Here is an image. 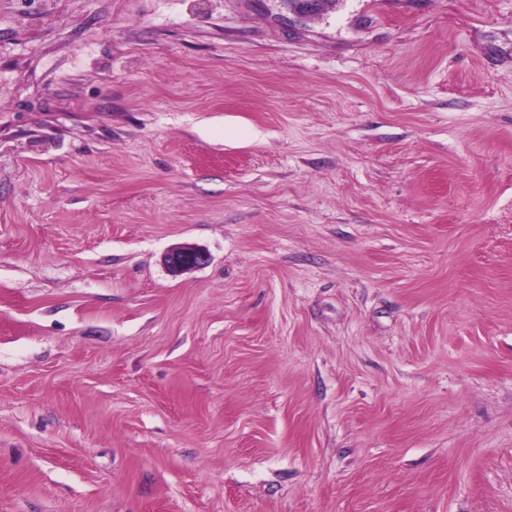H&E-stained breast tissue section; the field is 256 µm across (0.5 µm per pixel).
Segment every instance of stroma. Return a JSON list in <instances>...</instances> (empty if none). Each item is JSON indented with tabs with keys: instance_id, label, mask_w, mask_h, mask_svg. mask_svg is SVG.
<instances>
[{
	"instance_id": "35a3bbf8",
	"label": "stroma",
	"mask_w": 512,
	"mask_h": 512,
	"mask_svg": "<svg viewBox=\"0 0 512 512\" xmlns=\"http://www.w3.org/2000/svg\"><path fill=\"white\" fill-rule=\"evenodd\" d=\"M0 512H512V0H0ZM164 261L171 272L180 274L205 265L208 256L200 248L186 246L167 253Z\"/></svg>"
}]
</instances>
